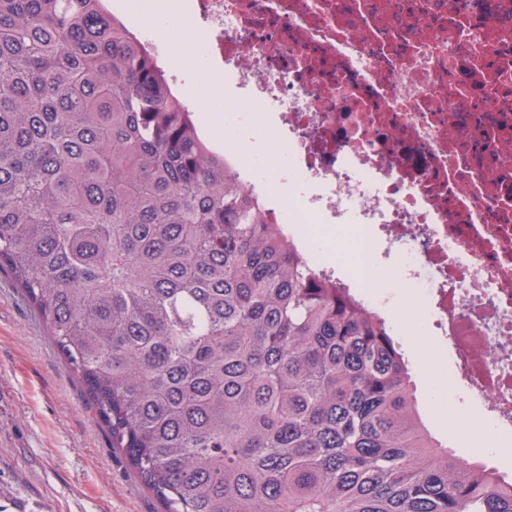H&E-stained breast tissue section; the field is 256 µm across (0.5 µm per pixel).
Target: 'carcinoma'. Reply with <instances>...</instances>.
Instances as JSON below:
<instances>
[{"label": "carcinoma", "instance_id": "carcinoma-1", "mask_svg": "<svg viewBox=\"0 0 512 512\" xmlns=\"http://www.w3.org/2000/svg\"><path fill=\"white\" fill-rule=\"evenodd\" d=\"M0 270L164 512H512L107 0H0Z\"/></svg>", "mask_w": 512, "mask_h": 512}]
</instances>
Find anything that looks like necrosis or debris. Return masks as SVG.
Returning a JSON list of instances; mask_svg holds the SVG:
<instances>
[{"instance_id": "1", "label": "necrosis or debris", "mask_w": 512, "mask_h": 512, "mask_svg": "<svg viewBox=\"0 0 512 512\" xmlns=\"http://www.w3.org/2000/svg\"><path fill=\"white\" fill-rule=\"evenodd\" d=\"M252 117L211 136L303 254L399 244L473 399L512 428V0H191ZM261 127L269 166L240 147ZM360 234L357 224H342L331 234L321 235L316 239L317 253L319 260L332 259L338 261L340 265V274L354 282L358 268L360 267V258L355 250V241ZM332 239L337 241V248L329 255L328 241ZM327 256V257H325Z\"/></svg>"}]
</instances>
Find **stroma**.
I'll use <instances>...</instances> for the list:
<instances>
[{"mask_svg": "<svg viewBox=\"0 0 512 512\" xmlns=\"http://www.w3.org/2000/svg\"><path fill=\"white\" fill-rule=\"evenodd\" d=\"M186 93L200 101L201 115L215 116V130L234 127L232 102L238 89L231 74L210 68L206 81L189 82ZM359 234L358 225L345 224L332 235L319 236L317 258L338 261L341 275L355 279ZM371 292L392 307L416 303L417 323L395 328L410 363H417L424 343L440 355L445 382L438 391L422 386L421 372L413 374L421 410L435 435L451 443L459 457L512 474V438H500L495 446L470 445L453 424L486 412L456 383L447 343L431 328L423 284L378 283ZM0 512H163L124 455L112 447L45 324L5 272H0Z\"/></svg>", "mask_w": 512, "mask_h": 512, "instance_id": "1", "label": "stroma"}]
</instances>
